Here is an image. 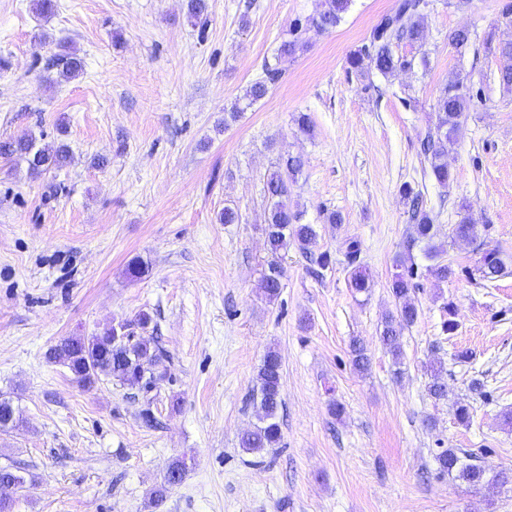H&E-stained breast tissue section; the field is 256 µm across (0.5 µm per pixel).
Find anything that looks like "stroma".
Wrapping results in <instances>:
<instances>
[{
    "label": "stroma",
    "mask_w": 512,
    "mask_h": 512,
    "mask_svg": "<svg viewBox=\"0 0 512 512\" xmlns=\"http://www.w3.org/2000/svg\"><path fill=\"white\" fill-rule=\"evenodd\" d=\"M319 2L206 0L195 25L186 0H55L46 16L33 0H0V140L41 131L71 149L66 166L39 177L0 156V398L21 418L0 432V466L20 467L26 481L13 512H512V484L474 488L435 460L451 448L487 475L512 469V426L502 422L512 410V273L484 282L474 244L453 234L469 219L512 256L505 0H427L424 46L394 47L417 57L413 70L366 79L347 58L396 0H351L335 28L307 31L306 49L262 100L225 123V108ZM459 30L470 34L462 50L450 40ZM66 47L84 62L70 81L51 66ZM456 76L472 101L444 190L419 139ZM302 113L312 137L298 131ZM288 154L304 160L292 198L332 263L317 274L298 250L281 254L285 276L270 301L260 290L271 259L264 187ZM406 185L436 217L448 280L428 274L421 250L403 249ZM227 206L241 223L219 222ZM327 211L341 223H327ZM350 237L371 275L365 294L348 284ZM407 254L419 316L396 361L379 330ZM136 257L149 272L132 280ZM449 302L451 336L441 329ZM143 311L164 351L165 377L151 389L106 377L87 388L46 357L64 337ZM354 338L370 358L363 374L351 365ZM271 348L283 368L282 439L247 454L239 436L257 421L255 376ZM460 350L469 362H457ZM435 365L444 400L427 391ZM459 398L470 403L466 426L454 415ZM177 457L187 472L165 487Z\"/></svg>",
    "instance_id": "stroma-1"
}]
</instances>
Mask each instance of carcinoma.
Here are the masks:
<instances>
[{
    "label": "carcinoma",
    "instance_id": "1",
    "mask_svg": "<svg viewBox=\"0 0 512 512\" xmlns=\"http://www.w3.org/2000/svg\"><path fill=\"white\" fill-rule=\"evenodd\" d=\"M351 0H321V8L315 16L301 21L295 20L289 30V37L279 45L276 63H264L261 77L246 88L227 110L224 126L237 120L254 103L262 99L269 86L278 82L283 74L282 63L294 58L307 47L301 37L304 26L313 25L322 31L335 28L341 21ZM427 7L425 0H398L394 13L386 15L374 26L368 42L348 58L349 69L364 76L376 70L388 78L398 71L413 68L414 58L400 56L393 52V44L407 42L422 45L424 27L421 23L423 10ZM52 65L61 78L68 80L80 75L83 61L74 52H65L54 56ZM469 90L463 80L456 77L444 85L437 104L436 121L429 127L422 139V153L429 162L430 172L436 183L446 189L453 181L448 169V147L454 143L453 134L459 119L467 109ZM17 155L27 163L33 175H40L51 169L62 167L69 158V148L61 139L44 142V134L23 133L15 138L0 141V156ZM303 158L299 155L279 159L277 170L266 181L265 194L268 200V217L266 236L269 249L276 255L293 247L302 253L310 252L316 245L317 232L313 225L303 223L305 212L298 204L291 202L292 186L303 167ZM403 197L410 205L412 232L405 241V251L412 250L415 244L425 243L427 258L437 256L433 240L437 227L433 217L423 209L421 194L411 187L403 189ZM456 237L474 243L479 239L476 225L461 219L453 229ZM345 257L350 266V286L357 293H367L371 280L366 269L358 262L360 242L348 238L343 243ZM481 258L478 266L479 277L483 281L493 282L508 274V265L497 248H489L480 242ZM284 271L277 262L268 265L261 279V289L265 297L272 301L278 297ZM417 271L409 267L394 274L390 290L395 298V310L388 313L382 324L380 340L391 354L394 362H399L402 353L399 339L403 330L413 325L418 318V308L411 294L418 288L414 282ZM152 322L148 312L137 315L134 323L113 324L92 336H70L51 347L48 359L52 362L66 364L74 379L90 386L104 374L123 386L144 389L159 383L164 374L157 371L160 354L152 336H131L130 327L136 325L145 330ZM353 367L362 372L368 370L370 360L358 341L351 344ZM282 364L275 350H268L256 374V396L254 408L259 424L245 431L239 440V447L247 452H260L276 447L281 440V428L278 413L282 407ZM16 423V412L10 401L0 399V431L6 432ZM441 470L457 472L458 477L469 485L476 487L486 483L505 486L512 483V470H501L492 477L475 462V457H460L451 448L441 451L436 456ZM22 489L25 480L10 467L0 468V487Z\"/></svg>",
    "mask_w": 512,
    "mask_h": 512
}]
</instances>
